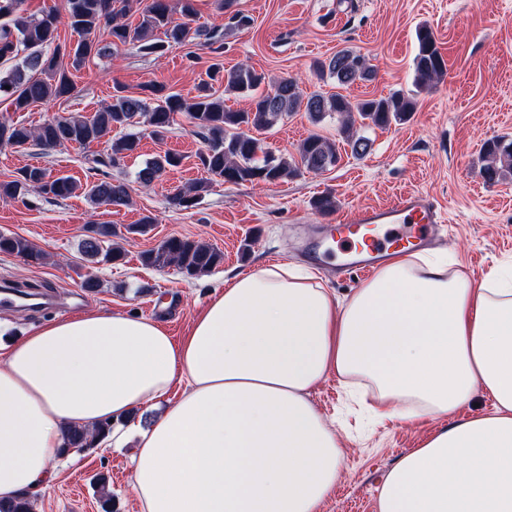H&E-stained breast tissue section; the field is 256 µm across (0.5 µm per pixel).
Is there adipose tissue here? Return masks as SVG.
<instances>
[{"label":"adipose tissue","mask_w":512,"mask_h":512,"mask_svg":"<svg viewBox=\"0 0 512 512\" xmlns=\"http://www.w3.org/2000/svg\"><path fill=\"white\" fill-rule=\"evenodd\" d=\"M332 373L382 417L444 421L379 512H512V269L477 282L402 251L343 299L288 262L238 273L177 342L133 315L45 322L0 352V499L48 487L67 428L158 405L133 458L144 512H320L343 451L310 395ZM478 394L490 411L462 415Z\"/></svg>","instance_id":"adipose-tissue-1"}]
</instances>
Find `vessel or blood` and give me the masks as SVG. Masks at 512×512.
Wrapping results in <instances>:
<instances>
[{"mask_svg": "<svg viewBox=\"0 0 512 512\" xmlns=\"http://www.w3.org/2000/svg\"><path fill=\"white\" fill-rule=\"evenodd\" d=\"M442 228L435 205L422 193L406 191L386 204L339 215L338 244L366 268L396 249L425 248Z\"/></svg>", "mask_w": 512, "mask_h": 512, "instance_id": "vessel-or-blood-1", "label": "vessel or blood"}]
</instances>
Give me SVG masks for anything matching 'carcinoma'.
Here are the masks:
<instances>
[{"label": "carcinoma", "mask_w": 512, "mask_h": 512, "mask_svg": "<svg viewBox=\"0 0 512 512\" xmlns=\"http://www.w3.org/2000/svg\"><path fill=\"white\" fill-rule=\"evenodd\" d=\"M123 7L115 10L114 3ZM23 0H0V62L17 59L19 63L0 71V97L10 100L12 111L24 112L36 103H51L69 98L75 83L69 69L76 71L90 58L106 52L107 46L98 38L101 26L109 28L110 45H133L146 55H163L173 46L191 38L204 37L203 45L217 55L224 50V34L218 30L192 29L195 15L194 0H179L182 20L171 16L169 0H147L141 11V21L132 27L119 19V14L130 9L129 0H61V7L41 17L21 16ZM65 14L67 24L78 35L75 44L57 42L58 19ZM159 32L162 38H154ZM417 53L413 60V83L416 88L433 86L447 74V63L432 32L426 27L416 32ZM328 72L341 86L365 81L372 76L365 58L350 50H340L328 62L320 65V72ZM224 83V93L212 90V82ZM264 77L248 66H240L224 74L215 66L201 80L198 94L186 99L167 91L157 82H147L140 94L124 93L120 87L112 94V103L88 117L80 113L51 116L36 128L12 120L0 121V147L24 151L31 145L52 150L67 145L88 146L106 140L104 155L96 159L101 168L100 178L84 186L72 177L53 175L40 166L28 165L16 172L10 180L0 181V200L8 201L33 191L46 198L67 199L83 191L89 201L98 206H127L132 186L112 170L120 169L126 158L140 148L144 135L159 138L175 123L176 116L186 115L202 138L204 146L197 159L209 178L197 181L186 189H177L171 196L174 205L189 210L197 204L210 180L220 179L228 184H275L287 176L306 170L322 173L335 166L341 153L339 146H347L351 155L367 154L372 141L367 132L374 128H388L408 121L416 110L414 98L398 90L386 97L351 101L336 93L304 95L298 82L283 77L271 89L263 88ZM226 95H244L250 99L249 108L231 111L224 104ZM304 109L318 122L326 115L343 117L339 127L341 145L317 133L309 134L298 147V156L276 155L266 149L253 132L272 128L283 117ZM360 125H355V122ZM485 164L480 174L494 182L512 171V143L498 140L484 148ZM182 157L166 151L145 162L137 173V181L148 186L167 171L180 166ZM118 236L110 224H92L82 240L83 253L104 263L117 264L124 252L117 246L103 247ZM0 253L15 255L28 263L39 264L45 254L27 239L0 233ZM143 265L164 269L174 265L188 278H197L211 272L224 261V253L198 240L177 236L168 237L156 247L141 255ZM112 432V424H100L93 429L71 428L63 436V451L72 448L94 449ZM94 485L99 493L102 512H113L112 491L108 477L100 474ZM0 512H33V501L27 494L7 502L0 500Z\"/></svg>", "instance_id": "carcinoma-1"}]
</instances>
